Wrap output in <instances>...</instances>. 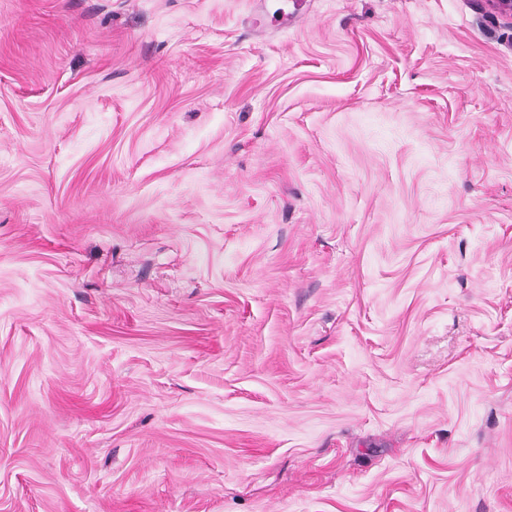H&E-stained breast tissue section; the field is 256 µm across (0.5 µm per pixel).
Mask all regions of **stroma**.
Returning a JSON list of instances; mask_svg holds the SVG:
<instances>
[{"mask_svg": "<svg viewBox=\"0 0 512 512\" xmlns=\"http://www.w3.org/2000/svg\"><path fill=\"white\" fill-rule=\"evenodd\" d=\"M0 512H512V19L0 0Z\"/></svg>", "mask_w": 512, "mask_h": 512, "instance_id": "stroma-1", "label": "stroma"}]
</instances>
